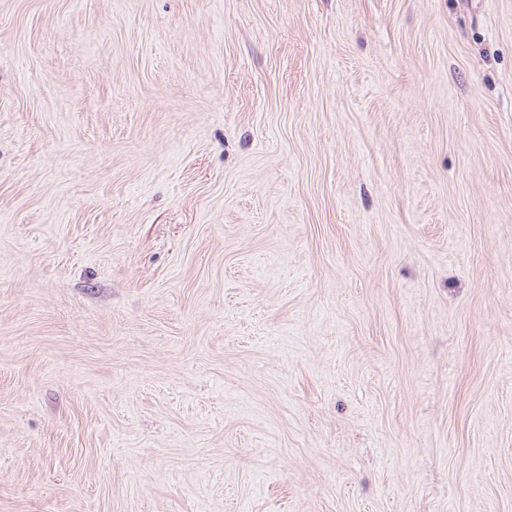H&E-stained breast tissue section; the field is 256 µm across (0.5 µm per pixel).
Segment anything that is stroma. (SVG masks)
Segmentation results:
<instances>
[{"instance_id":"stroma-1","label":"stroma","mask_w":512,"mask_h":512,"mask_svg":"<svg viewBox=\"0 0 512 512\" xmlns=\"http://www.w3.org/2000/svg\"><path fill=\"white\" fill-rule=\"evenodd\" d=\"M0 512H512V0H0Z\"/></svg>"}]
</instances>
